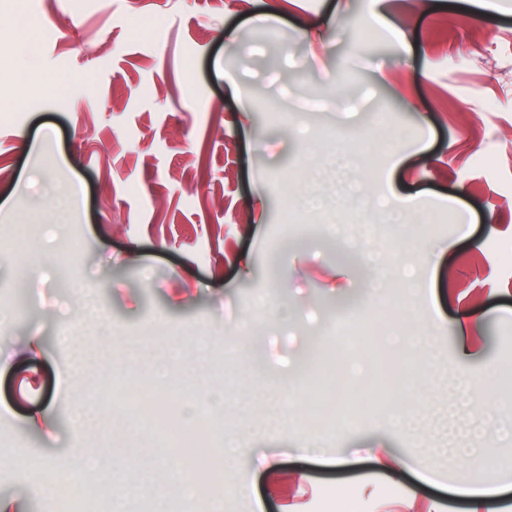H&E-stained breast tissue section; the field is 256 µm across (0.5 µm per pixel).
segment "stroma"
Wrapping results in <instances>:
<instances>
[{
    "label": "stroma",
    "mask_w": 512,
    "mask_h": 512,
    "mask_svg": "<svg viewBox=\"0 0 512 512\" xmlns=\"http://www.w3.org/2000/svg\"><path fill=\"white\" fill-rule=\"evenodd\" d=\"M18 82L23 103L0 94V305L16 311L0 325V493L21 512H56L21 462L58 448L117 459L111 481L73 475L97 512H154L158 491L182 512L174 453L125 414L110 369L181 402L125 351L199 333L191 380L224 394L212 445L246 450L224 470V512H512V0H388L381 23L370 0H0V86ZM49 168L79 195L72 269L40 204ZM82 287L109 331L81 319ZM409 294L396 319L427 336V362L393 398L360 393L336 427L308 424L307 351L363 361L358 324ZM463 310L482 340L462 372ZM65 324L91 352L83 370L57 342ZM464 373L490 387L472 410L450 397ZM276 387L288 419L267 432L236 403ZM64 390L111 423L71 431ZM407 410L419 431L393 426ZM300 438L324 455H292ZM466 439L474 454L449 459ZM390 453L427 477L383 467ZM476 471L494 507L459 494Z\"/></svg>",
    "instance_id": "stroma-1"
}]
</instances>
